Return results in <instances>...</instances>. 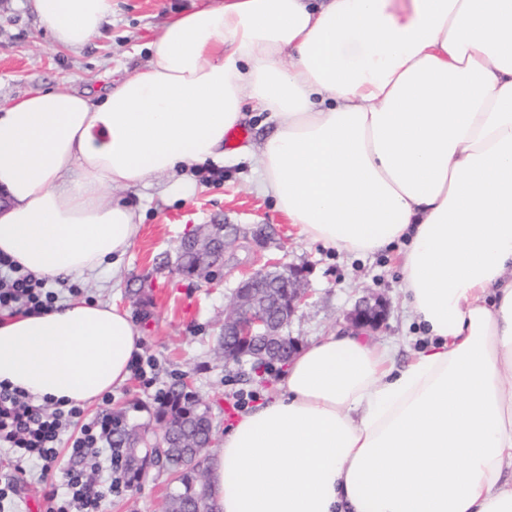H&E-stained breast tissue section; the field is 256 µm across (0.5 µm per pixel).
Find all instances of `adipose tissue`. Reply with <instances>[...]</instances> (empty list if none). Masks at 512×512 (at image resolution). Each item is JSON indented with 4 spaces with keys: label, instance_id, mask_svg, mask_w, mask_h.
I'll return each instance as SVG.
<instances>
[{
    "label": "adipose tissue",
    "instance_id": "1",
    "mask_svg": "<svg viewBox=\"0 0 512 512\" xmlns=\"http://www.w3.org/2000/svg\"><path fill=\"white\" fill-rule=\"evenodd\" d=\"M79 49L112 0H31ZM100 97L0 103V253L42 276L119 265L141 229L124 191L240 146L297 237L353 255L406 246L424 330L394 350L334 334L208 464L215 512H512V0H224L169 21ZM128 312L73 298L0 319V382L86 406L125 384ZM261 125V127H259ZM271 125L266 122V114L252 112L250 110L246 111V117L243 122L234 129L245 130L246 137L241 140L235 147L229 148L224 144V150L229 154H232V151L237 147L252 144L254 147H257L264 137V131L268 129Z\"/></svg>",
    "mask_w": 512,
    "mask_h": 512
}]
</instances>
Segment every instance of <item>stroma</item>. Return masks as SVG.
I'll use <instances>...</instances> for the list:
<instances>
[{"instance_id": "1", "label": "stroma", "mask_w": 512, "mask_h": 512, "mask_svg": "<svg viewBox=\"0 0 512 512\" xmlns=\"http://www.w3.org/2000/svg\"><path fill=\"white\" fill-rule=\"evenodd\" d=\"M218 0H113L112 19L83 48L55 44L47 25L32 12L30 0H0V101L19 98L34 89L103 92L109 78L149 62L147 44L172 15ZM256 174L248 159L227 156L223 165H199L183 186L167 182L126 194L142 208L141 231L125 255L120 273L103 267L73 279L52 278L49 288L59 301L70 298L69 286L81 297L116 303L129 312L143 338V357L153 359L154 384L136 378L112 393V409L126 427L158 431L159 397L179 378L210 408L215 437H223L235 410L230 397L256 391L271 399L283 366L256 377L249 363H225L214 347L224 332V312L247 270L268 260L305 267L309 297L286 330L298 346L337 332H350L347 313L365 295L387 301L383 325L366 330L375 342L397 348L406 360L422 343V328L401 290L404 246L354 257L292 232L272 197L255 189ZM270 224L278 234L261 249L242 240L229 248L214 279L181 274L174 266L175 249L188 229L200 224ZM170 476L151 471L139 487H123L106 496L103 512H163Z\"/></svg>"}]
</instances>
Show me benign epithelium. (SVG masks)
I'll list each match as a JSON object with an SVG mask.
<instances>
[{
  "label": "benign epithelium",
  "mask_w": 512,
  "mask_h": 512,
  "mask_svg": "<svg viewBox=\"0 0 512 512\" xmlns=\"http://www.w3.org/2000/svg\"><path fill=\"white\" fill-rule=\"evenodd\" d=\"M248 233L247 239L256 244L263 243L266 229L262 226L245 229L238 224H211L196 230L181 240L179 247L186 244L193 246L200 259L195 263L191 274L201 278L213 279L214 268L220 262L212 251L215 243L229 246ZM276 265L268 262L250 270L235 292L230 310L224 318V339L238 346H249L254 354L277 360L290 357L295 352L296 341L291 336L283 335V328L297 312L301 302L307 297L306 271L302 267L283 266L281 270L288 279V290L269 307L253 292V286L263 282L267 268ZM386 303L380 299H365L348 313L347 319L356 329L375 327L384 321Z\"/></svg>",
  "instance_id": "obj_1"
}]
</instances>
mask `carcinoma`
<instances>
[{
	"label": "carcinoma",
	"mask_w": 512,
	"mask_h": 512,
	"mask_svg": "<svg viewBox=\"0 0 512 512\" xmlns=\"http://www.w3.org/2000/svg\"><path fill=\"white\" fill-rule=\"evenodd\" d=\"M156 417L164 425V432L174 435L177 446L159 449L163 456L159 465L155 456L148 453V449L156 447V441L130 429L122 439L127 447V484L134 485L147 475L148 467L159 465L172 475L174 483L165 512H213L204 463L210 458L207 451L214 429L206 406L179 381L160 399Z\"/></svg>",
	"instance_id": "1"
}]
</instances>
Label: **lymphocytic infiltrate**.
Here are the masks:
<instances>
[{"label": "lymphocytic infiltrate", "instance_id": "1", "mask_svg": "<svg viewBox=\"0 0 512 512\" xmlns=\"http://www.w3.org/2000/svg\"><path fill=\"white\" fill-rule=\"evenodd\" d=\"M57 295L44 277L0 256V314L42 313L54 308ZM103 396L96 416L85 419L80 406L36 402L23 390L0 383V452L15 464L31 461L41 468L44 512H101L108 489L122 484L123 450L117 434L123 425ZM67 447L69 465L59 463ZM108 462L113 474L109 487L94 485L91 470Z\"/></svg>", "mask_w": 512, "mask_h": 512}]
</instances>
